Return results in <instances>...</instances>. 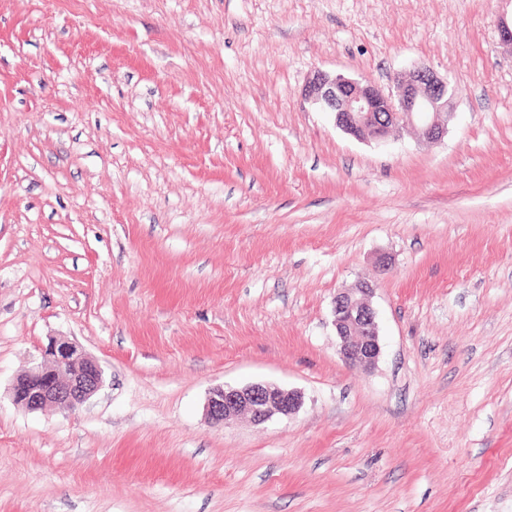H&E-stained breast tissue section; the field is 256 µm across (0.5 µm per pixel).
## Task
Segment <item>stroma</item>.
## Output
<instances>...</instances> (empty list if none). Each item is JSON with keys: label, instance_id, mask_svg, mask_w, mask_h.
<instances>
[{"label": "stroma", "instance_id": "obj_1", "mask_svg": "<svg viewBox=\"0 0 512 512\" xmlns=\"http://www.w3.org/2000/svg\"><path fill=\"white\" fill-rule=\"evenodd\" d=\"M512 0H0V512H512ZM448 80L356 139L302 89ZM391 258L388 273L378 259ZM374 281L381 356L337 290ZM65 337L103 388L8 389ZM267 382L301 408L206 417ZM375 286L359 281L352 288L336 293L333 324L341 357L349 363L371 368L377 363L381 347L379 325L372 304ZM301 405L302 398L298 392L285 391L267 383H253L214 389L207 400L206 414L211 424H224L246 415L258 425L274 416L293 415Z\"/></svg>", "mask_w": 512, "mask_h": 512}]
</instances>
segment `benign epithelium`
<instances>
[{
    "instance_id": "7a95c632",
    "label": "benign epithelium",
    "mask_w": 512,
    "mask_h": 512,
    "mask_svg": "<svg viewBox=\"0 0 512 512\" xmlns=\"http://www.w3.org/2000/svg\"><path fill=\"white\" fill-rule=\"evenodd\" d=\"M396 93H385L370 82L317 71L303 90L304 97L334 114L338 128L361 141L382 142L394 129L411 126L426 141H438L448 130L449 84L428 66L407 77L394 78ZM375 286L360 281L336 293L333 324L341 357L371 368L381 347L372 304ZM98 362L77 343L55 338L43 350L42 362L16 377L9 388L12 403L27 411L53 406L72 412L104 385ZM302 405L301 395L267 383L214 389L206 405L212 424L246 415L255 424L275 416L288 417Z\"/></svg>"
}]
</instances>
